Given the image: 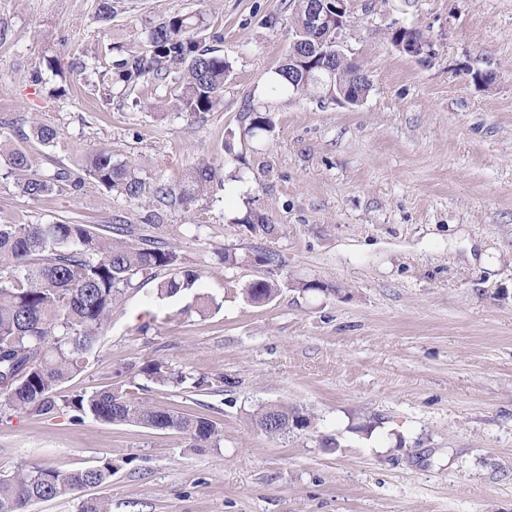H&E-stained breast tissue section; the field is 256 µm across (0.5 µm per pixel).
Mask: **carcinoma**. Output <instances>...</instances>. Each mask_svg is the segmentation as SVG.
<instances>
[{
    "instance_id": "obj_1",
    "label": "carcinoma",
    "mask_w": 512,
    "mask_h": 512,
    "mask_svg": "<svg viewBox=\"0 0 512 512\" xmlns=\"http://www.w3.org/2000/svg\"><path fill=\"white\" fill-rule=\"evenodd\" d=\"M314 0H293L295 38H301L306 15ZM200 20L173 14L149 27L145 53L133 52L120 64L116 76L108 77L125 86H137L153 77L155 86L175 94L173 107L192 117L218 110L224 103V81L232 69L221 55L200 46L193 31ZM288 54L313 71L326 64L336 67V57L303 61V45L293 43ZM303 75L288 71V61L277 67L269 80L272 95L317 94L309 85L300 87ZM248 132L261 137L273 126L270 110L254 106L249 110ZM34 136L44 145L60 137L50 125L34 128ZM0 160L8 173L17 177L20 191L33 200L51 194L56 183L67 178L58 170L47 174L35 169L32 156L0 139ZM86 174L98 185L140 203L145 196L167 207L189 208L198 197L221 180L217 169L199 162L171 184L152 185L130 162L113 160L112 151L102 149L85 158ZM238 224L255 234L269 235L275 225L264 214L248 210ZM130 224L108 226L107 235L92 231L88 224H0V395L8 409L52 416L64 406L71 420L86 417L112 424H133L151 429L178 431L186 435L191 448H213L222 441L217 422L206 417H188L164 406L138 402L118 390L76 394L58 404L57 387L84 371L97 352L99 335L112 319V312L138 288L140 276L167 271L157 285V294L174 297L195 285L198 271L183 263L172 246L158 244L151 236L138 242ZM222 263L250 262L265 266L274 262L272 254L255 251L240 256L225 252ZM253 302H268L275 294L272 283L257 279L246 288ZM140 372L160 384H184L191 375L171 373L159 361L143 364ZM309 415L297 407L268 404L253 417L255 427L271 435L288 434V424ZM112 458L96 465L59 470L43 464H21L11 474L0 477V512H30L42 502L70 496L79 500V512H110L107 500L86 497L84 492L112 478Z\"/></svg>"
}]
</instances>
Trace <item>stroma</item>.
Segmentation results:
<instances>
[{
  "mask_svg": "<svg viewBox=\"0 0 512 512\" xmlns=\"http://www.w3.org/2000/svg\"><path fill=\"white\" fill-rule=\"evenodd\" d=\"M98 3L0 0V135L69 175L33 200L0 164V224L119 221L176 247L196 284L161 299L145 281L57 395L117 389L211 418L223 440L192 448L175 431L2 407L0 476L108 456L95 494L112 512H512V0H353L344 48L371 90L344 106L268 98L290 0H115L107 23ZM174 13L202 15L196 39L232 64L223 109L199 120L159 106L150 84L100 81L120 59L108 43L142 50ZM399 25L432 53L396 50ZM94 57L99 70L82 69ZM264 101L274 127L254 137L247 109ZM40 124L57 144L33 137ZM102 148L152 181L201 161L228 178L156 224L151 202L86 180L83 158ZM249 208L274 234L238 224ZM256 250L275 263L220 262ZM259 278L278 288L261 305L244 295ZM313 280L325 291L299 290ZM151 360L192 382L147 380ZM267 404L303 409L310 427L261 432Z\"/></svg>",
  "mask_w": 512,
  "mask_h": 512,
  "instance_id": "35a3bbf8",
  "label": "stroma"
}]
</instances>
